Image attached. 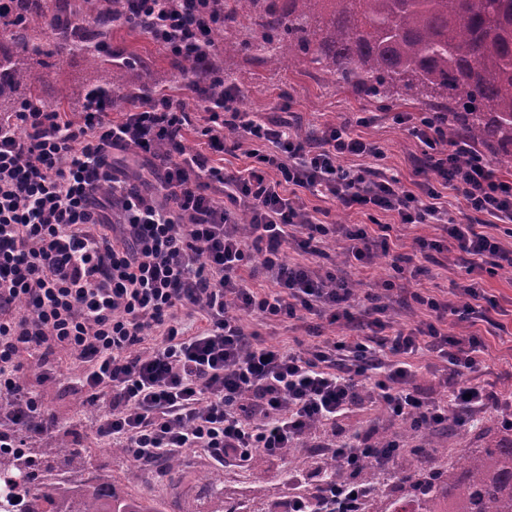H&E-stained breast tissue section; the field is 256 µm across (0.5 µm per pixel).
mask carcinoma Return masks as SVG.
Wrapping results in <instances>:
<instances>
[{
    "label": "carcinoma",
    "mask_w": 512,
    "mask_h": 512,
    "mask_svg": "<svg viewBox=\"0 0 512 512\" xmlns=\"http://www.w3.org/2000/svg\"><path fill=\"white\" fill-rule=\"evenodd\" d=\"M127 0H82L83 25L75 24L69 0H9L0 11V112L27 101L49 107L32 70L36 57L59 61L82 55L95 68L112 57V22ZM251 23L260 40L245 43L263 62L287 68L313 67L333 83L349 87L387 107L412 102L435 118L448 140L480 145L500 163L512 164V0H224V28ZM52 41H42L46 32ZM174 67L194 78L207 99L224 93V71L206 60L174 57ZM112 68L95 84L101 96L134 87L132 96H154L128 64ZM33 455L0 452V483L6 494L0 512H29L26 498L35 486L45 512H167L155 500L125 497L107 474L88 471L87 455L55 435L42 439ZM347 478L336 459L321 461V480ZM366 485L389 478L369 463L356 472ZM212 499L224 512V482L204 476ZM400 494L387 496L378 512H512V428L489 448L448 454V466L422 474L410 465L400 478Z\"/></svg>",
    "instance_id": "carcinoma-1"
}]
</instances>
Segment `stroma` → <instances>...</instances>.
<instances>
[{
    "mask_svg": "<svg viewBox=\"0 0 512 512\" xmlns=\"http://www.w3.org/2000/svg\"><path fill=\"white\" fill-rule=\"evenodd\" d=\"M257 34L254 27L237 26L224 32L225 45H231L232 53L223 47L216 48L215 61L224 62L234 71V84L239 90L238 107L245 112H257L265 116L286 115L292 129L305 137H314L328 125L348 128L351 132L377 141L384 156L382 167L394 174L402 187L411 189L423 182L419 174L422 148L411 137L406 125L394 121L395 112L419 116L416 105H400L398 111H378L365 97L350 89L331 83L327 76L316 70L296 71L270 64H261L253 54L242 49V42ZM112 49L115 61L128 59L144 65L145 76L165 95L178 101L188 111H196L199 101L187 78L173 68L167 53L152 42L144 33L132 30L123 22L112 27ZM35 73L47 100H55L58 89H67L71 98L78 96L102 77L100 70L90 67L85 59L75 55L54 66L35 65ZM375 112L374 123L358 125L364 113ZM308 207L322 211L321 219L329 224H358L369 234H376L379 225H390V244L394 251L407 253L413 238L440 239L442 230L435 224L404 226L395 216L385 213L368 215L358 209L342 211L321 196L304 193ZM480 282L486 296L494 300L500 313L494 323H476L474 330L484 336L489 354L470 379L479 384H493L497 388L512 387V268L495 274L469 272L458 250L444 252L441 265L430 266L422 278L423 285L431 293L451 291L452 288ZM26 379L32 390L62 419L67 439L80 447L90 449V462L99 471L111 474L117 488L153 500L168 502L171 512H212L206 488L200 477L212 470L208 461L199 455L186 454L180 459V477L170 483L167 477L145 470L134 459L116 457L109 441L99 438L93 431L94 414H87L77 423L72 414L78 403L84 402L85 394L78 381L81 365L78 361L61 356L50 369H43L37 357H25ZM501 415L487 411L466 426L457 428L452 438L440 437L431 456L420 462L421 470L427 471L447 464L449 451L459 448H483L494 443ZM321 460L318 449L299 446L295 456L275 458L257 457L249 469L225 464L219 476L224 481L227 501L245 502L248 512H288L290 505L299 498L313 499L320 485L316 468Z\"/></svg>",
    "mask_w": 512,
    "mask_h": 512,
    "instance_id": "1",
    "label": "stroma"
}]
</instances>
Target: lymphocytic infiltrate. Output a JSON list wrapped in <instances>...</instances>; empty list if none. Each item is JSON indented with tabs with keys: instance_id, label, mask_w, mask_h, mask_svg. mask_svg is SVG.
<instances>
[{
	"instance_id": "obj_1",
	"label": "lymphocytic infiltrate",
	"mask_w": 512,
	"mask_h": 512,
	"mask_svg": "<svg viewBox=\"0 0 512 512\" xmlns=\"http://www.w3.org/2000/svg\"><path fill=\"white\" fill-rule=\"evenodd\" d=\"M147 36L170 50L208 45L215 0H140ZM238 90L206 103V120L163 98L112 121L109 108L82 113H11L0 118V448H22L52 434L55 415L26 385L21 358L69 354L83 365L89 401L110 400L95 422L99 437L150 463L191 451L213 466L247 467L333 428L353 410L433 430L495 410L512 426V390L467 383L487 346L483 336L449 335V315L473 322L478 284L437 295L414 285L429 320L395 327L396 282L366 293L360 314L354 290L318 261L332 239L368 269L390 259L403 273L409 255L392 253L387 236L356 224H327L308 209L310 191L341 209L389 213L402 224L441 225L472 269L512 268V250L477 224L449 217L439 201L451 190L465 208L512 223V180L496 176L479 151L449 141L426 118L396 114L424 146L426 179L401 189L378 169L384 152L341 126L314 139L287 120L241 111ZM196 127L206 148L186 152ZM248 146L252 164L226 173L217 159L226 143ZM165 154H158V146ZM160 159L162 197L155 200L112 166L114 152ZM361 159L358 167L348 166ZM249 223H239L240 214ZM296 242L304 262L288 263ZM264 271L258 286L244 272ZM301 330L311 342L279 347L251 323ZM353 326L345 336L327 328ZM429 355L444 374L441 394L422 388L414 360ZM403 448L358 436L335 444L343 484L321 487L331 512H361L373 491L353 473L362 462L387 468Z\"/></svg>"
}]
</instances>
